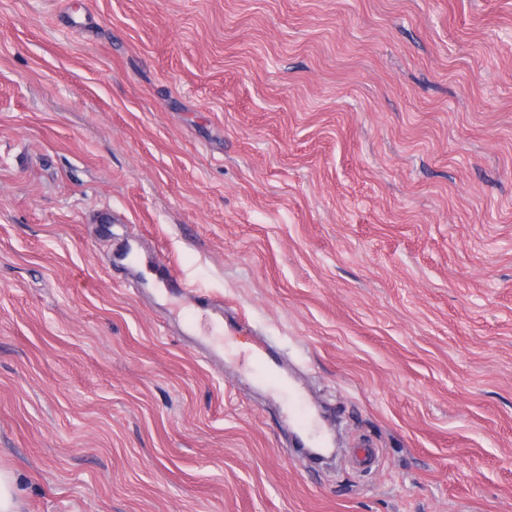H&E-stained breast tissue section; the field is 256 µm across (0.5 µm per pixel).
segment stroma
<instances>
[{"instance_id": "obj_1", "label": "stroma", "mask_w": 512, "mask_h": 512, "mask_svg": "<svg viewBox=\"0 0 512 512\" xmlns=\"http://www.w3.org/2000/svg\"><path fill=\"white\" fill-rule=\"evenodd\" d=\"M0 469L18 512H512V0H0Z\"/></svg>"}]
</instances>
